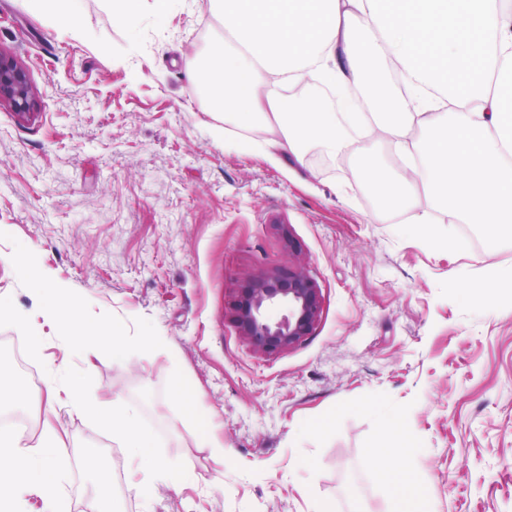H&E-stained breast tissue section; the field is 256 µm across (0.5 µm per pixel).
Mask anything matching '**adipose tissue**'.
<instances>
[{
    "instance_id": "1",
    "label": "adipose tissue",
    "mask_w": 512,
    "mask_h": 512,
    "mask_svg": "<svg viewBox=\"0 0 512 512\" xmlns=\"http://www.w3.org/2000/svg\"><path fill=\"white\" fill-rule=\"evenodd\" d=\"M58 29L82 33L81 0H25ZM222 30L197 53L191 76L225 122L248 106L269 134L263 150L304 164L310 145L344 153L351 132L394 143L404 172L387 174L373 156L362 167L391 222L411 209L418 191L430 193L467 224L494 237L512 229V0H210ZM312 75L344 94V111H326L288 88ZM51 402L96 415L128 451L131 465L151 459L154 478L182 480L157 456L138 424L135 407L120 415L88 401L65 376L54 377ZM389 441L373 449L375 475L394 512H413L416 477L409 466L412 439L387 418ZM53 426L37 451L21 434L0 433V512H20L23 497L42 492L43 512H61L48 490L53 460L64 454Z\"/></svg>"
}]
</instances>
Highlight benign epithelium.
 <instances>
[{
	"label": "benign epithelium",
	"instance_id": "obj_1",
	"mask_svg": "<svg viewBox=\"0 0 512 512\" xmlns=\"http://www.w3.org/2000/svg\"><path fill=\"white\" fill-rule=\"evenodd\" d=\"M21 117L32 114L35 94L24 68L0 52V103ZM321 307L319 288L302 267L258 274L244 289L235 312L241 336L260 353L289 349L308 336Z\"/></svg>",
	"mask_w": 512,
	"mask_h": 512
}]
</instances>
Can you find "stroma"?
I'll return each instance as SVG.
<instances>
[{"instance_id":"obj_1","label":"stroma","mask_w":512,"mask_h":512,"mask_svg":"<svg viewBox=\"0 0 512 512\" xmlns=\"http://www.w3.org/2000/svg\"><path fill=\"white\" fill-rule=\"evenodd\" d=\"M82 26L73 37L0 0V51L36 98L26 120L0 105V359L25 392L27 445L48 424L66 444L51 479L65 512H391L369 460L387 415L414 440L422 512H512V295L462 287L512 266V239L439 221L426 240L405 213L374 223L362 156L397 168L386 140L338 155L313 146L301 168L237 143L247 116L214 137L223 120L187 78L220 31L209 0H177L162 18L140 10L130 28L113 26L103 0H82ZM18 255L34 272L20 273ZM298 261L320 290L319 318L302 343L255 352L234 322L241 293ZM38 270L85 298L86 321L165 337L166 349L68 348L65 325L42 316ZM63 368L90 399L135 405L188 480L155 482L146 498L129 490L110 432L48 413ZM181 381L223 455L182 420ZM91 446L120 470L108 503ZM86 463L93 473L101 497L104 500H108L111 491V477L108 469L99 462L98 457L93 451L87 453Z\"/></svg>"}]
</instances>
